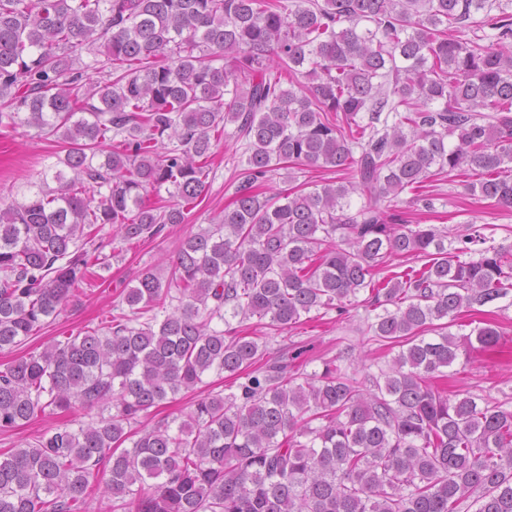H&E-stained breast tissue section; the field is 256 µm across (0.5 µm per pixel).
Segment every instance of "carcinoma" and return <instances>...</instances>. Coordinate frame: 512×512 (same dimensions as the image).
I'll return each mask as SVG.
<instances>
[{
    "mask_svg": "<svg viewBox=\"0 0 512 512\" xmlns=\"http://www.w3.org/2000/svg\"><path fill=\"white\" fill-rule=\"evenodd\" d=\"M90 68L107 82L86 86ZM229 125L232 201L170 274L144 269L129 312L0 370L1 431L113 410L0 453V512H79L90 488L123 512H512V410L435 385L463 348L450 328L512 294V253L475 225L450 249L400 201L429 211L427 183L471 173V195L512 208V0H0V128L64 151L0 208V350L58 316L106 225L139 243L184 223ZM300 167L344 177L262 191ZM393 260L423 265L382 275ZM357 302L399 347L361 382L341 354L308 374L231 324L284 332ZM470 334L492 350L500 331ZM211 372L229 393L203 388ZM181 392L188 412L132 431Z\"/></svg>",
    "mask_w": 512,
    "mask_h": 512,
    "instance_id": "cac0c4a2",
    "label": "carcinoma"
}]
</instances>
